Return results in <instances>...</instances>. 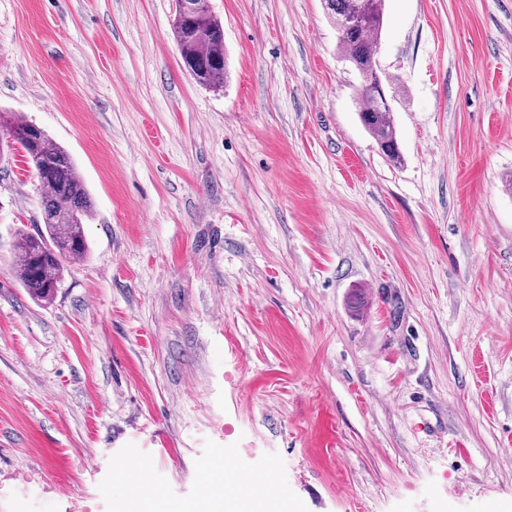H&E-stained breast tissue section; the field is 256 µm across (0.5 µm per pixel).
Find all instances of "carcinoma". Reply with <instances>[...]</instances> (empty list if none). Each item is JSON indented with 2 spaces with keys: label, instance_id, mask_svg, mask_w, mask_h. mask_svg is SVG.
Instances as JSON below:
<instances>
[{
  "label": "carcinoma",
  "instance_id": "1",
  "mask_svg": "<svg viewBox=\"0 0 512 512\" xmlns=\"http://www.w3.org/2000/svg\"><path fill=\"white\" fill-rule=\"evenodd\" d=\"M333 20L349 26L337 29L338 49L360 77L356 89L358 118L388 160L402 162L397 130L388 99L391 81L371 75L384 24L385 0H324ZM185 69L199 84L221 89L227 78L224 27L213 13L194 15L174 24ZM33 123L0 114V143L21 151L27 164L41 170L44 228L23 234L16 245L14 269L26 292L38 301H51L65 270V262L87 251L84 224L94 205L69 153Z\"/></svg>",
  "mask_w": 512,
  "mask_h": 512
}]
</instances>
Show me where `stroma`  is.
I'll return each mask as SVG.
<instances>
[{
  "instance_id": "stroma-1",
  "label": "stroma",
  "mask_w": 512,
  "mask_h": 512,
  "mask_svg": "<svg viewBox=\"0 0 512 512\" xmlns=\"http://www.w3.org/2000/svg\"><path fill=\"white\" fill-rule=\"evenodd\" d=\"M211 8L220 90L174 0H0V112L94 202L32 300L40 182L0 156V512H107L129 443L187 494L209 440L309 512H512V0H386L397 166L322 0ZM174 37L185 69L199 84L221 89L227 78L224 27L213 12L174 21Z\"/></svg>"
}]
</instances>
